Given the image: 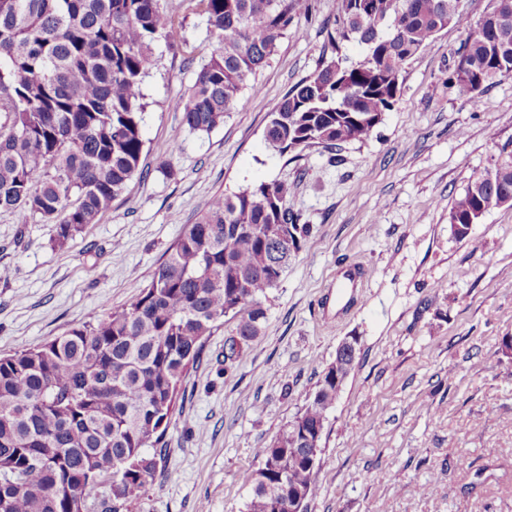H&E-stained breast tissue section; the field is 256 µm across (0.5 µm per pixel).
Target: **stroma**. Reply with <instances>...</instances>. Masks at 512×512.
Instances as JSON below:
<instances>
[{
	"label": "stroma",
	"instance_id": "35a3bbf8",
	"mask_svg": "<svg viewBox=\"0 0 512 512\" xmlns=\"http://www.w3.org/2000/svg\"><path fill=\"white\" fill-rule=\"evenodd\" d=\"M306 3L255 88L208 134L184 129L178 108L212 43L205 22L187 17V46L157 43L140 172L65 247L40 217L0 211V356L123 307L215 195L283 181L312 233L262 297L243 359L224 360L235 318L207 339L165 460L128 512H246L256 449L352 337L308 512H512V353L500 350L512 336V207L489 209L463 238L448 222L471 181L512 152V76L475 99L449 84L468 35L451 24L405 62L400 99L368 138L278 153L269 115L315 70L336 17V0Z\"/></svg>",
	"mask_w": 512,
	"mask_h": 512
}]
</instances>
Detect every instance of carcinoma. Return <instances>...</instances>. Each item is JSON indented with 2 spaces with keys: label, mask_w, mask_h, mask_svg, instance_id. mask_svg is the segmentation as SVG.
Returning <instances> with one entry per match:
<instances>
[{
  "label": "carcinoma",
  "mask_w": 512,
  "mask_h": 512,
  "mask_svg": "<svg viewBox=\"0 0 512 512\" xmlns=\"http://www.w3.org/2000/svg\"><path fill=\"white\" fill-rule=\"evenodd\" d=\"M457 51L448 81L477 95L512 76V0H495ZM303 0H0V210L55 225L54 244L98 222L139 171L146 104L141 85L159 64L155 45L187 44L185 17L215 38L181 104L182 126L224 124L249 78L291 33ZM466 25L458 0H337L330 57L269 116L281 153L362 140L399 100L402 66L448 24ZM367 50L353 62L342 47ZM512 192V153L455 200L465 223ZM288 184L216 195L183 229L150 283L96 324L0 357V512H123L165 457L179 387L216 323L240 316L224 361L259 335L260 298L277 286L310 225L297 223ZM291 245L274 254L284 240ZM326 369L259 467L247 512H288L279 476L309 502L315 491L301 443L325 429L339 390Z\"/></svg>",
  "instance_id": "1"
}]
</instances>
